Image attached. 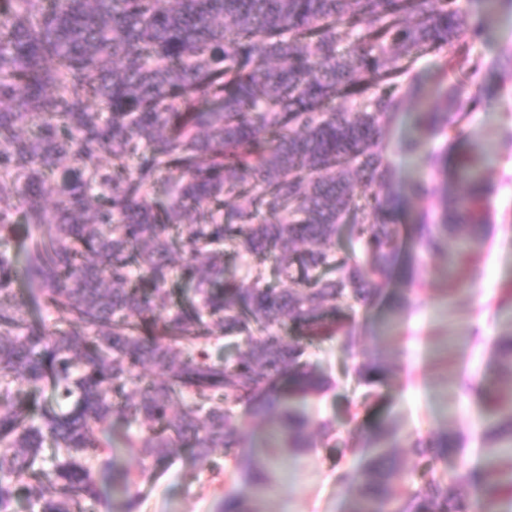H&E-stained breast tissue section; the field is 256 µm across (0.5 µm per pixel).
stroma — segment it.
<instances>
[{
  "mask_svg": "<svg viewBox=\"0 0 512 512\" xmlns=\"http://www.w3.org/2000/svg\"><path fill=\"white\" fill-rule=\"evenodd\" d=\"M465 7L476 17L495 11L499 26L471 46L472 56L482 59L485 68L481 103L462 120V136L427 140L426 150L441 158L434 169L405 148L419 133V114L438 104L435 86L441 60L431 54L414 64L418 93L385 120L384 135L391 185L404 200L398 222L406 227L417 223L429 205L428 200L412 197L413 181H425L436 197L463 193L465 185L458 173L461 160L471 156L474 142L494 145L496 152L484 165V176L495 192L485 223L479 275L468 290L448 296L447 259L409 247L421 283L416 293H406L405 271L397 269L386 303L358 315L352 351L327 341L310 348L309 359L335 380L315 412L334 421L344 440L361 445L366 435L392 418L400 421L403 433L423 439L445 428L461 433L473 474L464 493L475 499L481 494L484 465L483 419L477 392L461 390L459 384L464 379L471 380L473 387L480 384L496 363L494 337L512 330V305L496 302L500 289L512 286V145L506 141L512 132V71L495 65L501 55L512 52V0H466ZM390 352L396 358L376 383L377 404L350 417L363 391L356 368L370 357ZM237 414L246 435L245 449L218 451L206 464L187 449L162 461H147V480L132 489L141 500L138 512H219L225 494L243 487L241 481L224 480L221 470L241 455L265 459L270 442L268 424L242 407ZM368 454L362 446L356 454L346 455L329 445L282 457L276 464V482L252 494L248 506L251 512H349L354 494L337 486L336 474L358 469Z\"/></svg>",
  "mask_w": 512,
  "mask_h": 512,
  "instance_id": "stroma-1",
  "label": "stroma"
}]
</instances>
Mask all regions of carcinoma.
Listing matches in <instances>:
<instances>
[{
    "instance_id": "carcinoma-1",
    "label": "carcinoma",
    "mask_w": 512,
    "mask_h": 512,
    "mask_svg": "<svg viewBox=\"0 0 512 512\" xmlns=\"http://www.w3.org/2000/svg\"><path fill=\"white\" fill-rule=\"evenodd\" d=\"M485 23L460 0H0V381L26 386L0 395V512L23 497L37 512H89L114 419L137 426L124 447L140 462L182 448L206 462L247 447L246 406L276 431L268 462L225 470L250 492L283 454L337 441L326 419L310 440L307 405L332 382L303 357L326 340L350 349L357 312L387 297L399 265L382 121L413 96L417 57L443 54L449 111L421 126L461 135ZM456 70L475 91L448 84ZM473 165L470 191L443 194L415 227L428 255L468 244L450 296L478 273ZM346 224L358 257L339 248ZM228 246L258 260L249 280L227 273ZM271 256L291 286L267 284ZM224 338L244 347L233 364L209 353ZM494 348L504 370L482 382L480 512H512V331ZM383 369H359V405ZM402 440L385 422L360 469L338 476L359 485L350 512H471L463 437L412 441L417 479L396 464ZM448 459L453 475L435 468ZM144 474H112L121 512H136Z\"/></svg>"
}]
</instances>
